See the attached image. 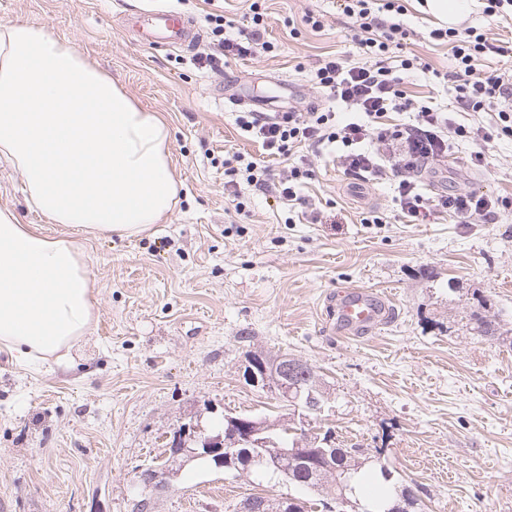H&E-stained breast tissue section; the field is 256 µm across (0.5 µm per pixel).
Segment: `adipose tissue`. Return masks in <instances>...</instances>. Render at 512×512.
Listing matches in <instances>:
<instances>
[{"mask_svg":"<svg viewBox=\"0 0 512 512\" xmlns=\"http://www.w3.org/2000/svg\"><path fill=\"white\" fill-rule=\"evenodd\" d=\"M170 127L43 26L0 22V160L51 223L100 238L163 223L178 194ZM94 282L65 236L0 208V349L63 362L95 316Z\"/></svg>","mask_w":512,"mask_h":512,"instance_id":"1","label":"adipose tissue"}]
</instances>
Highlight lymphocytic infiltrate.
Instances as JSON below:
<instances>
[{
  "label": "lymphocytic infiltrate",
  "mask_w": 512,
  "mask_h": 512,
  "mask_svg": "<svg viewBox=\"0 0 512 512\" xmlns=\"http://www.w3.org/2000/svg\"><path fill=\"white\" fill-rule=\"evenodd\" d=\"M339 9L355 21L353 38L365 58L364 63H348L343 54L319 60L313 81L336 108H344L350 116L338 119L336 109L313 108L306 112H240L238 128L259 143L263 156L254 158L239 153L224 161V188L230 196L240 194L241 184L271 195L289 205H305L300 187L313 179L314 172L296 163L297 149L332 150L341 172L350 183L360 184L383 179L392 174L394 201L407 223L416 224L431 210L453 212L462 223L473 216L490 217L512 209L508 197L489 198L475 194H438L426 199L419 191L418 178L429 166L447 156L450 147L465 144L470 148L471 166H484L485 150L491 142L512 139V110L506 109L512 99V67L483 75L478 73L479 60L490 53L505 55L507 46L493 43L487 32L465 25L438 27L430 36L450 45L452 77L456 83V108L468 112L491 111L493 124H452L440 107H414L402 88L403 74L412 70L414 62L405 58L399 68L388 66L389 54L402 49L410 37L401 16L404 7L399 0H337ZM252 30L245 39L228 37L231 22L221 14H207L210 49L200 60L217 66L221 58L241 59L271 53L274 45L262 40L265 24L258 0H252ZM412 112L413 118L393 123L390 113ZM285 159L286 172L271 179L263 157Z\"/></svg>",
  "instance_id": "1"
}]
</instances>
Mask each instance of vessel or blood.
<instances>
[{
    "label": "vessel or blood",
    "instance_id": "b4317fda",
    "mask_svg": "<svg viewBox=\"0 0 512 512\" xmlns=\"http://www.w3.org/2000/svg\"><path fill=\"white\" fill-rule=\"evenodd\" d=\"M146 15L150 22L140 32L142 44L164 43L187 48L197 39L192 20L178 11L156 8L147 10ZM329 307V323L338 326L348 336L371 332L383 319L378 294L362 288L339 292L331 299Z\"/></svg>",
    "mask_w": 512,
    "mask_h": 512
}]
</instances>
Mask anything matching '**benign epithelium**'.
I'll list each match as a JSON object with an SVG mask.
<instances>
[{"label": "benign epithelium", "instance_id": "benign-epithelium-1", "mask_svg": "<svg viewBox=\"0 0 512 512\" xmlns=\"http://www.w3.org/2000/svg\"><path fill=\"white\" fill-rule=\"evenodd\" d=\"M295 365L288 358L264 360L252 354L246 358L243 376L253 387L269 390L280 399L291 404L293 397ZM279 426L255 416L226 415L221 430L207 432L194 419L187 418L175 427L168 436L166 456L178 460H204L218 469L230 470L238 449L250 448V457L257 463L271 464L275 449L279 448ZM164 467H150L138 472L136 485L142 500L139 510H144L149 498L155 496L163 486L161 474Z\"/></svg>", "mask_w": 512, "mask_h": 512}]
</instances>
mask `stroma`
Returning <instances> with one entry per match:
<instances>
[{"label":"stroma","mask_w":512,"mask_h":512,"mask_svg":"<svg viewBox=\"0 0 512 512\" xmlns=\"http://www.w3.org/2000/svg\"><path fill=\"white\" fill-rule=\"evenodd\" d=\"M402 3L415 33L406 56L440 74L432 82L413 70L403 88L420 106L449 103L450 48L429 41L435 18L421 0ZM264 6L274 53L214 70L196 61L209 43L205 16L233 17L229 34L238 37L250 29L246 0H0V22L47 26L167 120L181 183L165 223L134 239H95L29 211L21 174L0 163V208L71 237L97 298L69 367L21 365L0 349V512H134L138 470L184 418L208 431L227 414L299 420L244 380L245 358L259 348L315 368L328 395L314 427L364 449L366 471L387 468L391 487H411L422 512H512V343L484 340L464 321L479 312L512 331V212L493 223L435 213L409 224L389 181L354 198L336 163L311 151L316 177L302 193L321 208V223L247 186L235 209L224 159L259 148L237 128L231 96L323 108L329 101L311 82L316 61L339 49L361 60L336 0ZM149 8L190 17L196 45L137 43L129 17ZM309 11L324 15V30L301 26ZM468 154L465 145L449 154L425 194L512 198V140L493 143L481 170ZM370 210L384 223H365ZM348 288L376 291L387 306L384 323L361 338L328 325V300ZM166 481L153 512H234L250 494L290 491L199 461Z\"/></svg>","instance_id":"stroma-1"}]
</instances>
